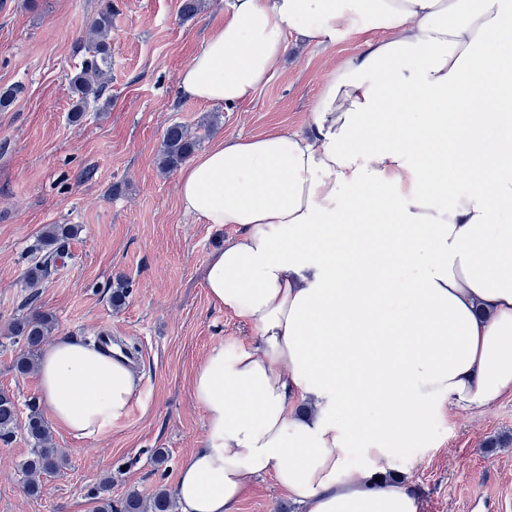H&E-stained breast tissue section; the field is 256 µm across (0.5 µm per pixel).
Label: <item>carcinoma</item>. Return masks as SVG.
<instances>
[{
	"mask_svg": "<svg viewBox=\"0 0 512 512\" xmlns=\"http://www.w3.org/2000/svg\"><path fill=\"white\" fill-rule=\"evenodd\" d=\"M112 28V3L105 0L93 18L86 36L87 56L81 67L69 76L71 90L76 97L74 117L80 118L88 101H99L107 89L105 74L109 68L108 34ZM198 140L191 135L188 127L181 123L170 124L163 134L161 167L170 172L178 169L194 153ZM78 233V226L72 224H49L42 235V248L50 253L40 259V265L28 272V287L36 288L48 270L54 257L62 250L64 243ZM55 327V318L49 312L35 306L30 299L27 312L13 318L6 335L13 343L20 345L14 360V369L26 374L36 365V357L45 345L48 336ZM18 428V409L15 398L9 392L0 390V439L9 440ZM24 429L32 443L29 453L19 467L27 477V490L38 493L40 478L55 474L65 464L60 449L52 442L50 427L38 408L30 407ZM109 480L101 481L99 487L91 492L94 500V512H114L112 501L103 493L107 491ZM175 495L162 486L148 499L137 493L129 494L119 507V512H175Z\"/></svg>",
	"mask_w": 512,
	"mask_h": 512,
	"instance_id": "1",
	"label": "carcinoma"
}]
</instances>
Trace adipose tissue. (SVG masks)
<instances>
[{"label":"adipose tissue","mask_w":512,"mask_h":512,"mask_svg":"<svg viewBox=\"0 0 512 512\" xmlns=\"http://www.w3.org/2000/svg\"><path fill=\"white\" fill-rule=\"evenodd\" d=\"M292 36L362 40L306 130L222 138L179 171L184 211L237 230L205 288L256 334L194 372L205 433L176 498L236 512L270 474L304 512H419L387 465L427 447L436 418L512 391V0H224L178 88L238 105ZM38 379L78 438L139 395L129 366L72 337L46 347Z\"/></svg>","instance_id":"adipose-tissue-1"}]
</instances>
